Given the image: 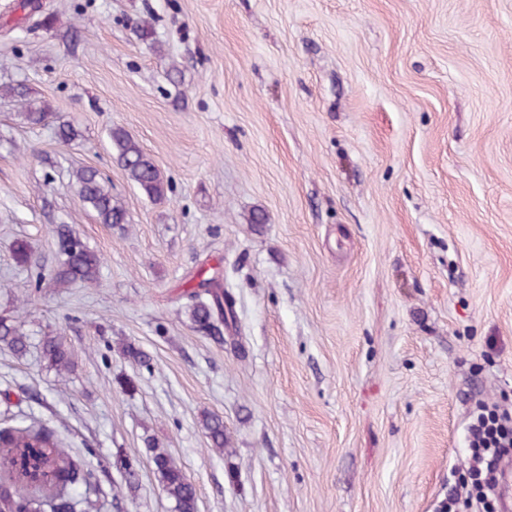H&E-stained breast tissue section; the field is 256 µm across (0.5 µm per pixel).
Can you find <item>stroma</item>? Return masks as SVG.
Returning <instances> with one entry per match:
<instances>
[{
    "mask_svg": "<svg viewBox=\"0 0 512 512\" xmlns=\"http://www.w3.org/2000/svg\"><path fill=\"white\" fill-rule=\"evenodd\" d=\"M116 126L165 198L127 179ZM83 166L128 223L83 207ZM60 224L96 284H55ZM218 267L237 326L216 338L185 292ZM0 321L30 336L0 349V425L93 466L83 512H175L151 444L198 512H435L474 400L512 405V0H0ZM108 139L111 148H116L117 160L129 180L149 199H163L169 188L168 181L133 137L122 128H111ZM43 353L48 364L57 371L69 372L74 366L72 354L67 346L57 337L47 336L43 340ZM202 425L205 434L213 448H226L229 444V438L224 426V418L213 413H206L202 419ZM152 460L163 491L174 501L177 512H197L196 489L176 462L157 450L152 451Z\"/></svg>",
    "mask_w": 512,
    "mask_h": 512,
    "instance_id": "1",
    "label": "stroma"
}]
</instances>
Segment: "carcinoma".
I'll return each mask as SVG.
<instances>
[{
	"mask_svg": "<svg viewBox=\"0 0 512 512\" xmlns=\"http://www.w3.org/2000/svg\"><path fill=\"white\" fill-rule=\"evenodd\" d=\"M108 139L116 148L117 160L129 180L148 198L163 199L169 188L168 181L133 137L122 128H112ZM73 176L81 202L95 213L100 223H128L125 208L112 196L97 169L82 167ZM56 241L61 261L54 270L53 279L66 285L97 283L102 268L100 256L67 225L56 229ZM186 296L191 301L190 320L200 332L211 333L215 321L225 322L234 317L233 310L226 313L222 310L224 288L218 271L200 275L197 284L186 291ZM0 344L21 354L27 348V336L17 326L0 323ZM43 353L48 364L57 371L72 370V354L57 337L48 336L43 340ZM202 425L212 447L224 449L228 446L222 416L207 413ZM152 460L163 491L174 501L177 512H197L196 489L176 462L157 450L152 451ZM0 470L8 474L13 484L34 490L59 484L86 485L94 478L91 469L73 467L59 450V441L51 432L27 427L0 430ZM78 504L74 497L47 501L35 496H15L0 485V512H79Z\"/></svg>",
	"mask_w": 512,
	"mask_h": 512,
	"instance_id": "1",
	"label": "carcinoma"
}]
</instances>
